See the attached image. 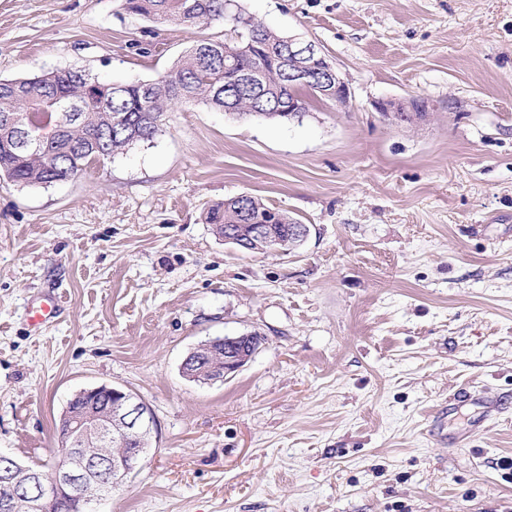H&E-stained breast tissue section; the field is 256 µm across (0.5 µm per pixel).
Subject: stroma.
I'll return each instance as SVG.
<instances>
[{"instance_id":"35a3bbf8","label":"stroma","mask_w":512,"mask_h":512,"mask_svg":"<svg viewBox=\"0 0 512 512\" xmlns=\"http://www.w3.org/2000/svg\"><path fill=\"white\" fill-rule=\"evenodd\" d=\"M240 4L314 41L350 107L184 106L74 180L1 182L0 453L43 464L69 399L107 384L157 431L94 512H512V0ZM229 31L121 0H0V77L150 80ZM409 97L427 121L375 108ZM238 195L309 236L225 244L206 213ZM53 294L60 315L32 327ZM246 333L261 345L224 383L183 377L201 341ZM246 201L249 204L251 210L256 215H263L269 211H276L281 215V221H279L278 224L273 225L275 234L277 235L278 239L283 242V244L279 245L281 250L287 251L295 249L297 246L300 245V240H295L293 238L288 237V229L294 224H298L299 222L288 216V214L267 205L259 198L247 196ZM292 232L294 234L293 237H296L304 241L309 235L310 229L305 224H298V226H296L292 230Z\"/></svg>"}]
</instances>
